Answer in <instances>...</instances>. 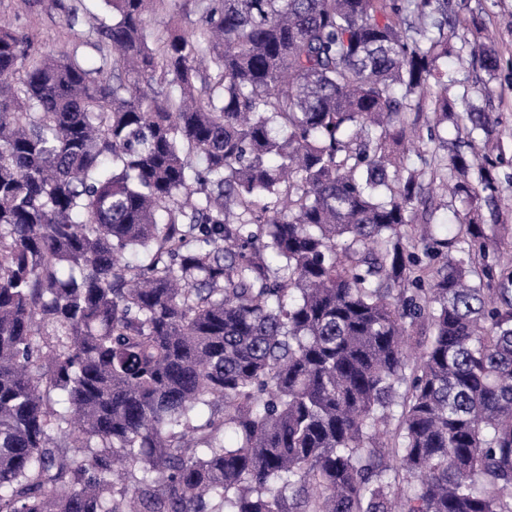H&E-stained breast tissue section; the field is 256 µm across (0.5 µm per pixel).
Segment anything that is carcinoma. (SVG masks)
<instances>
[{
	"label": "carcinoma",
	"instance_id": "obj_1",
	"mask_svg": "<svg viewBox=\"0 0 512 512\" xmlns=\"http://www.w3.org/2000/svg\"><path fill=\"white\" fill-rule=\"evenodd\" d=\"M103 4L95 66L0 26V512H512L505 150L442 66L498 70L484 23L201 0L152 44L178 0ZM503 191L498 201L499 218L504 224H512V166H506L501 172ZM468 204L459 199L451 200L448 197V207L441 206L438 211L439 217L443 224H440V232L444 237H453L458 228V224H464L468 215Z\"/></svg>",
	"mask_w": 512,
	"mask_h": 512
}]
</instances>
